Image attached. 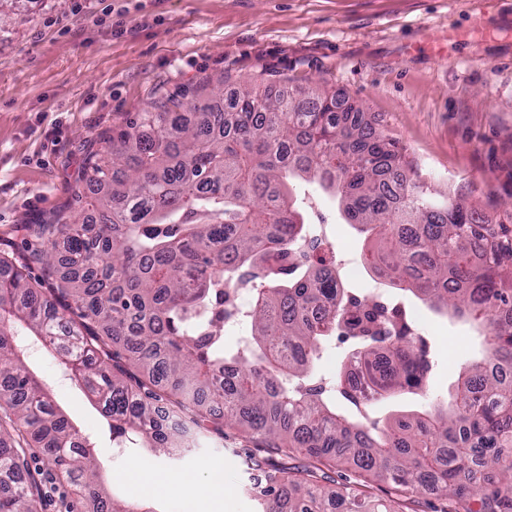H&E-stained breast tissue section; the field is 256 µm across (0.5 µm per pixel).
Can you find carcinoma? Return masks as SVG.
Masks as SVG:
<instances>
[{
    "instance_id": "cac0c4a2",
    "label": "carcinoma",
    "mask_w": 512,
    "mask_h": 512,
    "mask_svg": "<svg viewBox=\"0 0 512 512\" xmlns=\"http://www.w3.org/2000/svg\"><path fill=\"white\" fill-rule=\"evenodd\" d=\"M339 98L269 95L239 85L224 109L183 112L160 98L103 138L85 164L86 207L71 221L18 224L0 248V512H39L45 472L65 474V512H146L102 486L95 444L31 368L45 340L126 447L177 455L190 430L256 440L261 512H395L360 491L384 481L474 499L469 512H512V207L478 211L436 191L384 131L337 116ZM338 197L346 223L376 233L380 275L434 310L485 324L444 403L428 398L432 360L377 295L360 297L293 251L312 234L292 180ZM37 266L47 280L32 282ZM250 287L246 331L224 344L231 310L217 289ZM338 336L378 390L423 409L380 432L372 405L336 407L314 383ZM169 405L182 427L156 420ZM314 462L297 474L288 458ZM359 486L325 485L327 470Z\"/></svg>"
}]
</instances>
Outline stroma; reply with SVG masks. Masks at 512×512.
Masks as SVG:
<instances>
[{
  "label": "stroma",
  "mask_w": 512,
  "mask_h": 512,
  "mask_svg": "<svg viewBox=\"0 0 512 512\" xmlns=\"http://www.w3.org/2000/svg\"><path fill=\"white\" fill-rule=\"evenodd\" d=\"M221 75L271 92L326 89L385 127L433 185L476 207L512 204V0H0V237L77 209L92 141L162 97L193 106V89ZM433 351L430 381L452 386L470 323L438 318L414 299ZM30 363L82 434L95 441L117 498L155 512H259L262 479L233 433L193 434L189 451L116 454L97 407L51 351ZM139 463L200 485L187 496L147 489ZM222 470L223 483L211 474ZM370 499L401 512H467L472 503L400 493Z\"/></svg>",
  "instance_id": "35a3bbf8"
}]
</instances>
